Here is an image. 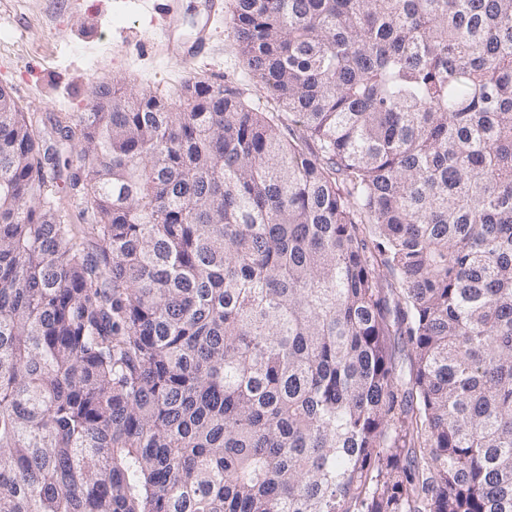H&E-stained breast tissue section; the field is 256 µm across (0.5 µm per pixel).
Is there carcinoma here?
I'll return each instance as SVG.
<instances>
[{
  "instance_id": "1",
  "label": "carcinoma",
  "mask_w": 512,
  "mask_h": 512,
  "mask_svg": "<svg viewBox=\"0 0 512 512\" xmlns=\"http://www.w3.org/2000/svg\"><path fill=\"white\" fill-rule=\"evenodd\" d=\"M232 24L282 111L102 81L74 171L0 87V512H512V0Z\"/></svg>"
}]
</instances>
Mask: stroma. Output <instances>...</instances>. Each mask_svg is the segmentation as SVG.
<instances>
[{
  "instance_id": "obj_1",
  "label": "stroma",
  "mask_w": 512,
  "mask_h": 512,
  "mask_svg": "<svg viewBox=\"0 0 512 512\" xmlns=\"http://www.w3.org/2000/svg\"><path fill=\"white\" fill-rule=\"evenodd\" d=\"M234 4L224 0L214 17L208 53L183 63L164 49L152 0H0V86L46 123L85 111L94 86L112 79L163 94L195 76L238 89L249 104H266V89L239 53Z\"/></svg>"
}]
</instances>
